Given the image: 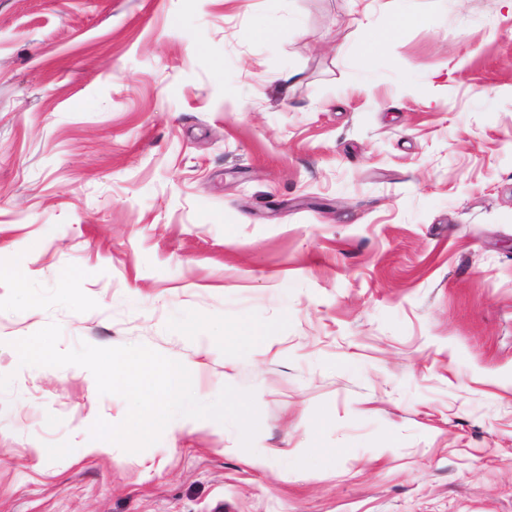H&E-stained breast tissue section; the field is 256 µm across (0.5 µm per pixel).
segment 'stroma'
Returning a JSON list of instances; mask_svg holds the SVG:
<instances>
[{
	"label": "stroma",
	"instance_id": "stroma-1",
	"mask_svg": "<svg viewBox=\"0 0 512 512\" xmlns=\"http://www.w3.org/2000/svg\"><path fill=\"white\" fill-rule=\"evenodd\" d=\"M52 322L254 391L253 451L90 452ZM0 512H512V7L0 0Z\"/></svg>",
	"mask_w": 512,
	"mask_h": 512
}]
</instances>
